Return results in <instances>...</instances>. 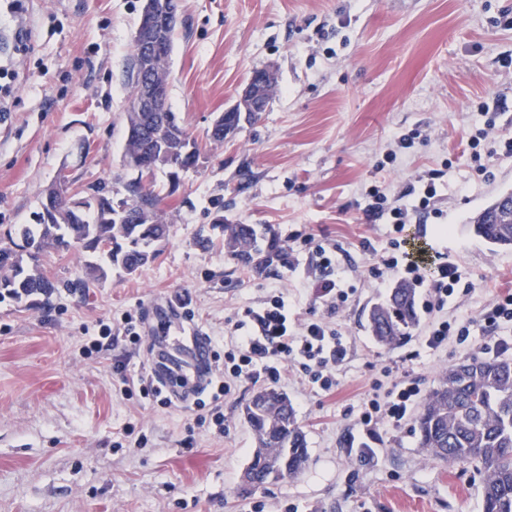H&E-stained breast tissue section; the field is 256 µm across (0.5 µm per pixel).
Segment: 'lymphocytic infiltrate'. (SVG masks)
I'll return each instance as SVG.
<instances>
[{
    "label": "lymphocytic infiltrate",
    "instance_id": "lymphocytic-infiltrate-1",
    "mask_svg": "<svg viewBox=\"0 0 512 512\" xmlns=\"http://www.w3.org/2000/svg\"><path fill=\"white\" fill-rule=\"evenodd\" d=\"M436 193L435 185L431 184L416 204L387 209L378 202L366 212L370 219L390 215L395 232L387 255L381 256L373 269L375 278L383 283L397 275L404 281L426 288L423 307L432 318L420 343L432 350L447 345L451 331L455 330L450 322L441 319L440 314L460 284L461 274L455 263L444 261L437 267L436 278L426 279L423 260L411 258L409 253L403 252L397 234L411 220H421L431 214V201ZM316 263L325 273L316 288V295L323 298L328 311H338L348 300V293L342 286L345 270L337 266L332 253L323 249L317 251ZM246 315L253 326L247 334L231 339V348L224 354V379L218 387L219 395H228L233 385L242 379L255 383L280 382L290 367L295 368L301 380L309 386L323 391L335 386V372L346 361L349 346L341 332L328 321L320 318L295 325L284 298L279 295L273 296L261 310H247ZM483 319L492 332L488 350L497 354L512 351V336L502 333L504 325L512 323V292L498 294L486 307ZM455 331L462 336L468 333L463 326ZM420 394L418 381L406 376L392 383L384 399L373 398L365 403L356 423L358 447L371 449L380 425L398 427L406 422Z\"/></svg>",
    "mask_w": 512,
    "mask_h": 512
}]
</instances>
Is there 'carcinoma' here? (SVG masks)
Wrapping results in <instances>:
<instances>
[{
	"label": "carcinoma",
	"instance_id": "cac0c4a2",
	"mask_svg": "<svg viewBox=\"0 0 512 512\" xmlns=\"http://www.w3.org/2000/svg\"><path fill=\"white\" fill-rule=\"evenodd\" d=\"M130 80L124 158L138 177L125 185L119 200L124 211L106 208L113 201L112 190L99 184L77 201L60 203L56 223L41 221L7 231L14 248H0V295L29 306L49 304L55 285L37 264L49 250L71 253L83 263L85 278L73 284L81 291L104 282L114 269L132 275L160 254L168 224L151 180L156 171L167 169V159L148 152L151 129L170 117L180 135L188 140L190 134L172 111H138L140 81L134 76ZM511 204V191L488 202L471 220L474 235L497 248L512 247V223L503 222ZM219 228L227 256L254 273L263 274L283 260L285 248L271 225L222 223ZM25 255L33 266L23 264ZM418 323L416 288L400 283L372 306L368 331L377 343L392 347ZM243 416L256 444L244 492L285 473L295 478L303 472L309 462L306 438L287 394L260 389ZM414 430L425 458L470 466L482 475V512H512V358H473L446 369L416 416Z\"/></svg>",
	"mask_w": 512,
	"mask_h": 512
}]
</instances>
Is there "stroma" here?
I'll return each instance as SVG.
<instances>
[{"label": "stroma", "instance_id": "1", "mask_svg": "<svg viewBox=\"0 0 512 512\" xmlns=\"http://www.w3.org/2000/svg\"><path fill=\"white\" fill-rule=\"evenodd\" d=\"M142 0H28L23 18L0 8V58L17 74L9 115L0 120V230L33 224L42 192L61 166L83 186L123 193L124 113L130 46ZM31 51L13 52L16 25ZM512 0H181L167 105L200 148L196 167L153 177L168 239L136 274L115 270L82 292L72 255L43 254L56 284L48 309L0 299V512H481V478L470 467L423 461L413 422L379 428L376 457L349 452L364 401L385 396L407 375L422 392L446 368L484 357L483 311L512 289V248H493L469 221L512 190V157L473 162L461 142L481 127L476 102L497 108L512 136ZM272 69L266 112L221 144L206 132L233 105L251 73ZM410 147H399L404 135ZM487 175H478L476 164ZM439 172L441 218L405 225L412 256L457 263L467 292L447 316L469 329L437 350L418 336L377 344L365 314L383 300L372 267L393 235L387 219L363 212L373 191L389 202ZM268 224L287 259L258 275L224 252L217 219ZM208 246H201V239ZM336 251L351 294L329 313L316 297L318 248ZM274 295L288 298L296 323L329 318L349 343L330 392L287 373L310 462L294 479L237 492L255 447L242 409L258 386L240 381L223 397V427L201 424L193 404L164 408L122 392L114 359L128 376L150 373L147 346L123 337L132 316L156 329L148 309L171 303L167 327L190 319L223 351L224 340ZM112 335L101 338V325Z\"/></svg>", "mask_w": 512, "mask_h": 512}]
</instances>
